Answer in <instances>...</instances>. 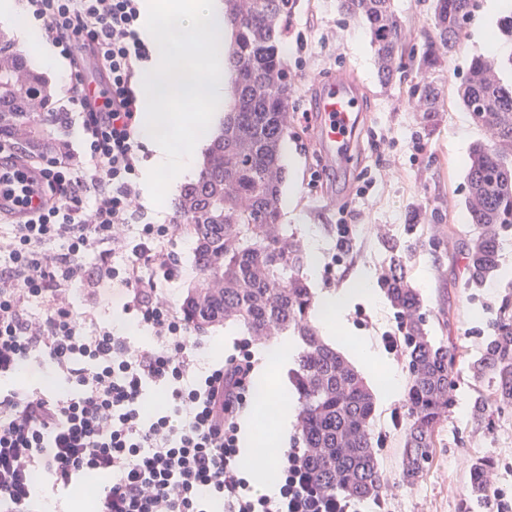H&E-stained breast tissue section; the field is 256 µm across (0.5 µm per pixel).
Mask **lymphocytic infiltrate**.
Here are the masks:
<instances>
[{
    "label": "lymphocytic infiltrate",
    "mask_w": 512,
    "mask_h": 512,
    "mask_svg": "<svg viewBox=\"0 0 512 512\" xmlns=\"http://www.w3.org/2000/svg\"><path fill=\"white\" fill-rule=\"evenodd\" d=\"M77 90L63 125L78 112L85 166L70 154L34 158L0 139V512H38L37 476L53 493L69 494L91 474L105 477L97 512H360L359 503L315 491L299 449L279 457L276 494L258 493L240 460L237 418L254 370L251 358L199 371V342L182 313L158 300L147 274L172 279L166 224H142L122 266L105 246L119 242L138 195L134 181L139 82L149 58L141 37L140 0H26ZM105 74L89 96L85 59ZM62 243L56 253L47 247ZM98 250L93 286L118 281L126 311L152 328L155 347L131 349L110 330H85L81 315L63 304L64 288L84 281L81 260ZM45 314L33 318L30 299ZM41 354L56 384L40 390L7 387ZM164 388L168 406L146 416V385Z\"/></svg>",
    "instance_id": "f902f5d3"
}]
</instances>
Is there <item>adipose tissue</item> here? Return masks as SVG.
I'll use <instances>...</instances> for the list:
<instances>
[{
	"mask_svg": "<svg viewBox=\"0 0 512 512\" xmlns=\"http://www.w3.org/2000/svg\"><path fill=\"white\" fill-rule=\"evenodd\" d=\"M376 294L368 277H360L353 288L318 293L315 319L324 336L345 344L355 359L372 373L376 386L384 398L397 396L403 381L394 368L388 366L378 352L365 340L350 337L345 324V312L353 301H375ZM299 351V342L290 334H282L274 342L260 346L264 369L258 374L251 389V400L256 413L272 418L277 434L287 437L295 414L288 398L289 386L283 372L292 366ZM245 452L242 464L253 472L255 487L264 493H273L278 484L279 469L270 456L268 436L256 422L244 426Z\"/></svg>",
	"mask_w": 512,
	"mask_h": 512,
	"instance_id": "ef3b65f1",
	"label": "adipose tissue"
}]
</instances>
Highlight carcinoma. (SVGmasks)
<instances>
[{"mask_svg": "<svg viewBox=\"0 0 512 512\" xmlns=\"http://www.w3.org/2000/svg\"><path fill=\"white\" fill-rule=\"evenodd\" d=\"M296 0H224L232 31L229 61L234 85L224 129L210 144L198 179L184 186L177 229L194 243L202 286L192 289L181 312L196 328L235 321L258 340L279 333L297 336L302 351L293 371L300 404L304 466L315 487L331 496L376 499L384 484L372 420L374 395L359 371L309 325L314 296L300 277L307 256L282 234L280 194L285 180L281 145L286 135L291 74L281 54L286 21ZM345 16L370 30L379 76L388 83L403 61L401 25L391 0H338ZM474 0H433L434 36L416 60L419 78L409 97L426 126L442 111L444 64L461 50ZM507 64L480 55L469 62L459 84L460 101L473 123L495 130L496 140L479 143L467 172V209L479 230L466 249L468 283L480 286L497 270L501 233L512 229V85L498 69ZM26 75L17 84L15 72ZM42 78L23 54L0 40V138L23 133L37 149L52 139L58 113L42 95ZM41 110H29L31 100ZM382 286L404 325L408 360L407 426L402 480L414 483L434 447L436 432L452 406L457 348L436 343L423 328L421 300L407 286L402 260L393 258ZM477 376L495 383L501 405H512V313L504 307L472 363ZM473 492L487 490L485 465L469 472Z\"/></svg>", "mask_w": 512, "mask_h": 512, "instance_id": "1", "label": "carcinoma"}]
</instances>
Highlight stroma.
I'll use <instances>...</instances> for the list:
<instances>
[{"mask_svg":"<svg viewBox=\"0 0 512 512\" xmlns=\"http://www.w3.org/2000/svg\"><path fill=\"white\" fill-rule=\"evenodd\" d=\"M430 0H392L406 41L421 47L431 32ZM498 16L488 0H476L474 17L464 30L462 49L448 66L445 110L431 129L407 97V81L382 84L366 24L343 16L336 0H298L283 46L294 79L287 108L290 154L282 212L287 234L312 240L320 252L318 288L338 291L360 276L380 283L392 254L402 255L407 275L423 299L421 312L430 336L460 348L452 391L453 406L435 435L429 462L411 485L399 482L405 428V396L377 400L373 427L380 440L377 456L384 475L387 512H492L496 495L512 500V407L498 408L489 380L471 369L480 357L489 325L505 303H512V232L501 237L499 267L482 286L467 285L466 244L470 226L464 205L466 172L472 145L484 134L459 101L457 87L471 56L486 54L496 37ZM354 74L361 87L363 120L352 150L350 168L321 152L315 123L305 122L321 80L338 70ZM352 230L349 250L336 245V226ZM439 247H432V240ZM168 250L178 273L157 279V295L180 305L201 278L193 262V243L181 233L169 238ZM65 299L84 312L90 325L117 329L134 321L125 313L126 290L112 282L98 288L74 285ZM347 320L383 358L406 375V359L388 351L387 336H402L400 320L387 298L355 302ZM201 359L238 356L247 333L235 323L199 330ZM492 416L478 422L476 403ZM488 466L486 499H476L469 483L475 461Z\"/></svg>","mask_w":512,"mask_h":512,"instance_id":"35a3bbf8","label":"stroma"}]
</instances>
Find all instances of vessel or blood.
Masks as SVG:
<instances>
[{"instance_id": "b4317fda", "label": "vessel or blood", "mask_w": 512, "mask_h": 512, "mask_svg": "<svg viewBox=\"0 0 512 512\" xmlns=\"http://www.w3.org/2000/svg\"><path fill=\"white\" fill-rule=\"evenodd\" d=\"M359 88L348 72L331 74L322 84L314 110L319 117L318 143L337 163H345L362 120Z\"/></svg>"}]
</instances>
